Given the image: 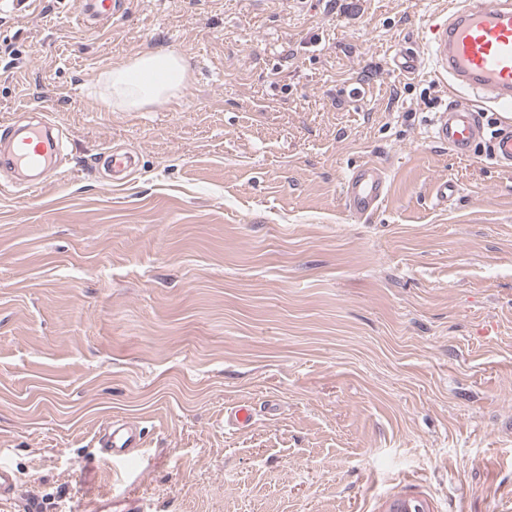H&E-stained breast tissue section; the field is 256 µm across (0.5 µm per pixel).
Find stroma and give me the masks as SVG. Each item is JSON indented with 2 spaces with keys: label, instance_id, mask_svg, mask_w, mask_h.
<instances>
[{
  "label": "stroma",
  "instance_id": "stroma-1",
  "mask_svg": "<svg viewBox=\"0 0 512 512\" xmlns=\"http://www.w3.org/2000/svg\"><path fill=\"white\" fill-rule=\"evenodd\" d=\"M77 2L0 9V137L44 108L67 153L32 194L0 173V512H512V170L435 142L447 87L391 64L449 0H125L96 32ZM157 49L180 103L106 110L99 72ZM388 179L382 168L364 163L346 176L342 194L348 212L356 217L371 215L385 200ZM105 432L99 436L103 460L113 465L127 460L133 452L142 447L140 429L127 421H112Z\"/></svg>",
  "mask_w": 512,
  "mask_h": 512
}]
</instances>
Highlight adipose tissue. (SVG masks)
Wrapping results in <instances>:
<instances>
[{
  "label": "adipose tissue",
  "instance_id": "obj_1",
  "mask_svg": "<svg viewBox=\"0 0 512 512\" xmlns=\"http://www.w3.org/2000/svg\"><path fill=\"white\" fill-rule=\"evenodd\" d=\"M186 79L184 58L157 50L113 64L97 77L94 87L108 110L137 112L161 98L178 100Z\"/></svg>",
  "mask_w": 512,
  "mask_h": 512
}]
</instances>
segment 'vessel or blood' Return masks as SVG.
<instances>
[{
	"label": "vessel or blood",
	"instance_id": "b4317fda",
	"mask_svg": "<svg viewBox=\"0 0 512 512\" xmlns=\"http://www.w3.org/2000/svg\"><path fill=\"white\" fill-rule=\"evenodd\" d=\"M122 0H79L76 20L85 30L102 28L117 16ZM424 51L399 49L398 71L416 73L431 58L437 75L454 92L448 106L431 125L435 142L466 154L484 134L481 107L500 115L490 144L498 166L512 169V0H453L448 19L432 24ZM60 139L48 120L20 132L0 165L36 172L31 188L42 185V173L57 169ZM388 191V179L377 165L364 163L346 176L342 194L348 212L363 217L377 211ZM104 461L119 464L142 446L140 429L129 422H111L98 439Z\"/></svg>",
	"mask_w": 512,
	"mask_h": 512
}]
</instances>
